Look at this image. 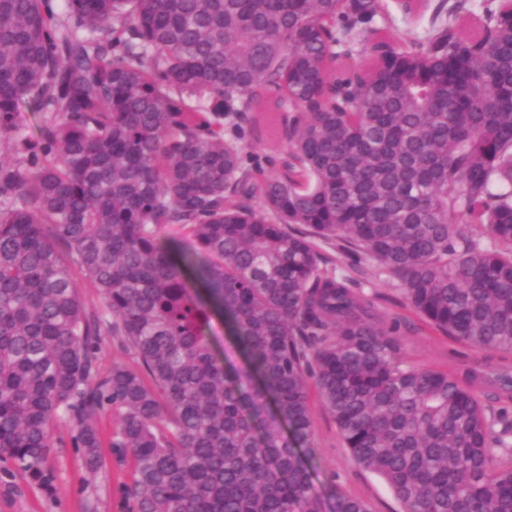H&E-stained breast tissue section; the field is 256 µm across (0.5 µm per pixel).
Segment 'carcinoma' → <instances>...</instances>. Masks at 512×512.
I'll use <instances>...</instances> for the list:
<instances>
[{"label":"carcinoma","instance_id":"1","mask_svg":"<svg viewBox=\"0 0 512 512\" xmlns=\"http://www.w3.org/2000/svg\"><path fill=\"white\" fill-rule=\"evenodd\" d=\"M393 7L431 11L425 34L392 37ZM26 103L47 114L34 140ZM270 112L288 113L277 174L244 165L239 134L272 138ZM3 151L26 162L0 165V453L18 469L53 487L62 413L101 469L110 409L130 512H323L313 387L404 512H512V411L477 387L512 401V374L404 360L402 321L379 324L319 251L373 260L435 329L512 356V0H0ZM215 312L242 372L211 345ZM105 326L143 370L99 371ZM43 115L40 112H32L25 107L19 112L17 119V130L21 137L36 139L39 135V127L42 125ZM74 280L78 286V295L83 305L89 310L101 311L104 309V302L98 292L83 276L78 266L72 267Z\"/></svg>","mask_w":512,"mask_h":512}]
</instances>
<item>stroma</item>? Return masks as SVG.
Returning a JSON list of instances; mask_svg holds the SVG:
<instances>
[{
    "mask_svg": "<svg viewBox=\"0 0 512 512\" xmlns=\"http://www.w3.org/2000/svg\"><path fill=\"white\" fill-rule=\"evenodd\" d=\"M345 272L361 282L364 293L374 297L381 314L405 321L400 340L407 361L451 373L462 371L456 354L463 351V344L412 312L396 282L378 275L374 263L364 260L357 267H346ZM310 409L318 465L313 482L326 498L324 512H334L335 501L330 497L334 487L363 500L370 512H402L388 484L355 464L318 396H311ZM114 429L113 414L105 413L100 421L105 465L93 472L86 469L81 453L72 444L73 431L67 416H59L48 458L55 474L53 489H45L25 472L9 467L7 472H0V512H129L124 487L131 481L132 465L130 460L119 459L110 447Z\"/></svg>",
    "mask_w": 512,
    "mask_h": 512,
    "instance_id": "1",
    "label": "stroma"
}]
</instances>
